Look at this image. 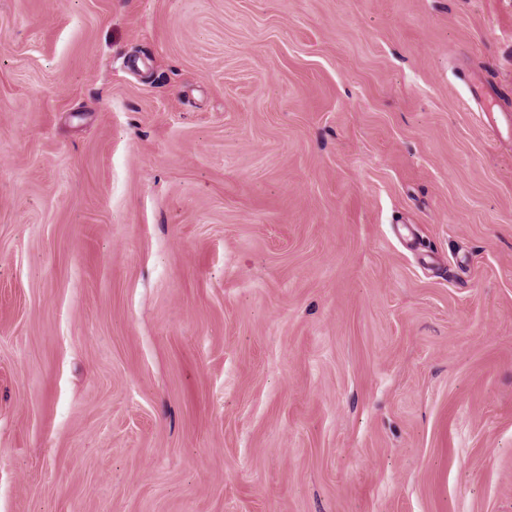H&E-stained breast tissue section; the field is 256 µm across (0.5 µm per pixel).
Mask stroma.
Segmentation results:
<instances>
[{
  "label": "stroma",
  "instance_id": "stroma-1",
  "mask_svg": "<svg viewBox=\"0 0 512 512\" xmlns=\"http://www.w3.org/2000/svg\"><path fill=\"white\" fill-rule=\"evenodd\" d=\"M512 0H0V512H512Z\"/></svg>",
  "mask_w": 512,
  "mask_h": 512
}]
</instances>
